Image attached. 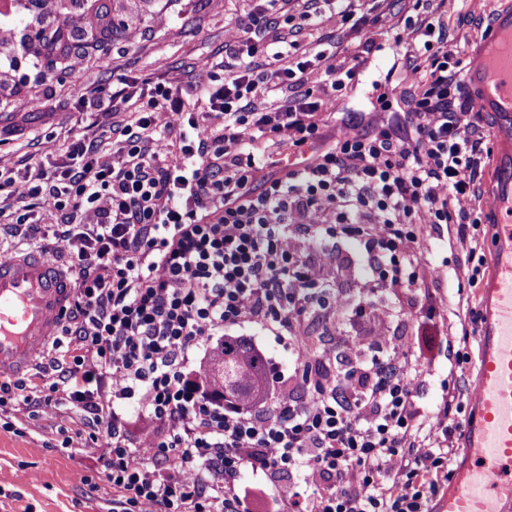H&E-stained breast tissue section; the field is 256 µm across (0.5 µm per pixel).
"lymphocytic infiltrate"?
<instances>
[{"label": "lymphocytic infiltrate", "instance_id": "obj_1", "mask_svg": "<svg viewBox=\"0 0 512 512\" xmlns=\"http://www.w3.org/2000/svg\"><path fill=\"white\" fill-rule=\"evenodd\" d=\"M248 24L203 58L205 82L122 78L112 96L85 94L84 111L133 104L115 161L74 139L64 160L22 176L0 168V223L23 244L46 236L67 257L74 305L64 334L79 353L48 387L0 383L33 409L63 395L101 437L118 512H246L244 469L272 476L281 512H422L452 475L450 407L417 404L420 366L435 350L428 308L415 341L374 331L353 356L306 349L323 308L339 332L383 310L384 295L436 277L422 242L439 225L475 241L474 201L489 133L471 116L449 53L448 25L429 12L394 30L395 46L424 36L425 66H404L398 122H335L355 64H329L321 91L297 44L268 53L254 37L279 0H253ZM340 26L373 44L382 19L357 0H322ZM272 55L269 66L259 65ZM264 141L257 153L253 145ZM345 239L368 279L356 297L322 270ZM251 323L300 350L295 393L256 414L211 398L190 354L226 327ZM132 400L155 423L130 445L104 393Z\"/></svg>", "mask_w": 512, "mask_h": 512}]
</instances>
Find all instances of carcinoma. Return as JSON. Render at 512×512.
I'll return each mask as SVG.
<instances>
[{"label":"carcinoma","mask_w":512,"mask_h":512,"mask_svg":"<svg viewBox=\"0 0 512 512\" xmlns=\"http://www.w3.org/2000/svg\"><path fill=\"white\" fill-rule=\"evenodd\" d=\"M206 391L226 404L258 409L270 395L266 362L249 341L225 338L204 370Z\"/></svg>","instance_id":"carcinoma-1"}]
</instances>
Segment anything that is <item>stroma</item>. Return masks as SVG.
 <instances>
[{
  "mask_svg": "<svg viewBox=\"0 0 512 512\" xmlns=\"http://www.w3.org/2000/svg\"><path fill=\"white\" fill-rule=\"evenodd\" d=\"M501 5V0H484L482 10L472 14L463 0H440L439 11L448 23L449 50L467 58ZM95 6L125 17L129 27L114 31L105 53L85 58L79 68L63 67L57 77L46 79L38 88L30 80L38 43L28 32L40 6L26 0L21 9L0 15V26L20 30L26 37L25 51L13 56L7 70L13 94L0 106V168L59 161L67 143L78 134L94 140L102 155H111L114 133L124 127L126 113L90 116L79 106V97L102 88L118 89L123 76L154 81L175 76L183 86L197 85L203 77L199 60L223 59L228 30L247 23L252 4L250 0H96ZM378 10L389 30L413 15V0H379ZM316 22L313 28H290L273 11L262 36L273 51L283 39L307 49L319 38L335 44L337 60L359 57V75L335 118L369 120L377 90L385 86L396 60L388 30L364 53L359 37L339 29L327 8H318ZM423 257L439 271L427 292L436 306L449 312L439 325L437 348L419 385L417 402L430 414L441 408L448 383H456L462 396L470 394L478 344L476 339H464L463 333L472 327L477 290L467 284L470 258L456 239L455 225H440ZM233 333L249 339L276 375L294 378L301 359L286 342L250 325L234 328ZM461 347L472 358L462 369L452 357L453 350ZM113 496L101 442L69 405L35 417L14 402L0 405V512H112Z\"/></svg>",
  "mask_w": 512,
  "mask_h": 512,
  "instance_id": "35a3bbf8",
  "label": "stroma"
}]
</instances>
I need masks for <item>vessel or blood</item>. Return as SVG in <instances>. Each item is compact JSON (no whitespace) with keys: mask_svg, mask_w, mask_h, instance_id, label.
Wrapping results in <instances>:
<instances>
[{"mask_svg":"<svg viewBox=\"0 0 512 512\" xmlns=\"http://www.w3.org/2000/svg\"><path fill=\"white\" fill-rule=\"evenodd\" d=\"M512 7L496 12L470 53L465 89L493 115L495 146L486 221L491 243L481 280L478 363L458 421L464 462L437 498L438 512H512ZM70 275L38 248L0 260V380H21L57 339L70 310Z\"/></svg>","mask_w":512,"mask_h":512,"instance_id":"obj_1","label":"vessel or blood"}]
</instances>
